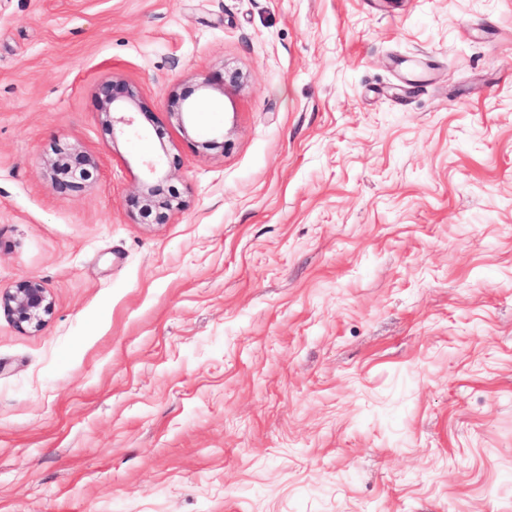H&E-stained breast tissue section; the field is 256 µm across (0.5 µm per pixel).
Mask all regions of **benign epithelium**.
<instances>
[{
	"label": "benign epithelium",
	"instance_id": "7a95c632",
	"mask_svg": "<svg viewBox=\"0 0 512 512\" xmlns=\"http://www.w3.org/2000/svg\"><path fill=\"white\" fill-rule=\"evenodd\" d=\"M244 81L241 71L231 66H224V75L214 80L204 78L198 89L207 95L212 90L222 94L238 90ZM100 110L105 116V126L112 139L119 137L131 145H136L144 137L137 111L142 109L139 91L135 84L119 75L106 78L98 83L95 90ZM185 94L175 98L172 105L178 107L173 116L183 131L195 125L198 103L188 101ZM55 157L48 164L60 174L54 179L53 187L59 193L80 191L97 172V158L77 145H58ZM146 181L138 193L130 198L131 206L139 212H154V222L165 224L170 214L183 206L179 194L171 195L165 191L164 184L169 180L165 168L172 167L175 162L168 159L167 154L156 153L143 161ZM53 301L49 289L37 279L25 278L18 281L12 288L0 291V314L6 316L14 326L25 332H38L52 314Z\"/></svg>",
	"mask_w": 512,
	"mask_h": 512
}]
</instances>
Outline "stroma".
I'll use <instances>...</instances> for the list:
<instances>
[{"label":"stroma","instance_id":"obj_1","mask_svg":"<svg viewBox=\"0 0 512 512\" xmlns=\"http://www.w3.org/2000/svg\"><path fill=\"white\" fill-rule=\"evenodd\" d=\"M227 63L202 151L171 100ZM115 74L160 136L105 133ZM162 146L184 205L145 223ZM24 278L53 313L0 315V512H512V0H0ZM244 81V76L238 69L224 65V75L214 80L209 77L204 78L198 85V89L204 95L210 93L211 90H218L222 94L230 93L238 90ZM55 157L48 164L61 175L53 182L59 193L80 191L97 172V158L77 145H57Z\"/></svg>","mask_w":512,"mask_h":512}]
</instances>
